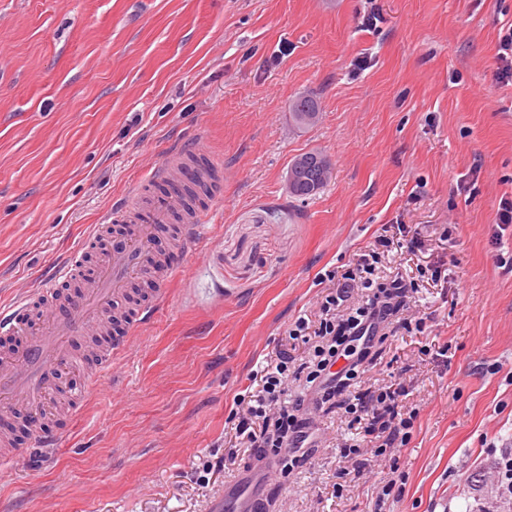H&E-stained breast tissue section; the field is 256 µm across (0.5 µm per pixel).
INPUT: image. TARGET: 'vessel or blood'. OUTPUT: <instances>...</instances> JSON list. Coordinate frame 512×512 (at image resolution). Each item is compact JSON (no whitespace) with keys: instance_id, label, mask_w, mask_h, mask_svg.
<instances>
[{"instance_id":"vessel-or-blood-1","label":"vessel or blood","mask_w":512,"mask_h":512,"mask_svg":"<svg viewBox=\"0 0 512 512\" xmlns=\"http://www.w3.org/2000/svg\"><path fill=\"white\" fill-rule=\"evenodd\" d=\"M187 158V153L171 152L153 172V179L169 184L168 194L150 199L144 187H137L132 201L113 211L107 223L91 226L84 247L96 245L109 229L120 232L119 241L106 251L91 279L80 278L83 253L77 250L53 267L40 288L19 294L12 305L0 309V332L15 343L14 351L0 356L1 408L34 416L47 412L51 389L69 365L96 381L111 376L128 338L108 337V323L137 326L149 314L145 307H123L132 281L143 273L151 275L152 302L170 294L174 257L150 251V235L175 214L184 219L176 237L181 247L199 242L206 234L202 215L178 176ZM74 281L80 284L79 292L64 295V286Z\"/></svg>"}]
</instances>
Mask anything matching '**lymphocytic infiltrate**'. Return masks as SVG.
Returning <instances> with one entry per match:
<instances>
[{"label": "lymphocytic infiltrate", "instance_id": "1", "mask_svg": "<svg viewBox=\"0 0 512 512\" xmlns=\"http://www.w3.org/2000/svg\"><path fill=\"white\" fill-rule=\"evenodd\" d=\"M390 243V238L381 237L360 254L356 268L326 272L330 288L321 302V311L327 314L357 297L361 304L354 315L338 324L325 317L316 325L300 317L288 331L292 339L306 342L314 336L330 337V344L318 351L316 370L308 374L309 379L317 381L322 396H333L346 381L360 376L356 362L341 363L340 346L358 341L363 348H370L381 327L401 306L407 291L402 279L379 283L373 280L379 250ZM290 361L287 353H280L275 367L264 369L259 375L260 390L255 403L247 407L235 427L236 435L248 448H300L316 433L311 418L302 411V403L290 408L284 402ZM404 393L400 386L378 392L365 389L351 400L354 423L377 436L381 447H394L407 438L410 422L403 417L400 407Z\"/></svg>", "mask_w": 512, "mask_h": 512}]
</instances>
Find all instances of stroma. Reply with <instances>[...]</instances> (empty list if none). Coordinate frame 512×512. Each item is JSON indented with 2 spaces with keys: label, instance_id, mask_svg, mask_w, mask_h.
<instances>
[{
  "label": "stroma",
  "instance_id": "obj_1",
  "mask_svg": "<svg viewBox=\"0 0 512 512\" xmlns=\"http://www.w3.org/2000/svg\"><path fill=\"white\" fill-rule=\"evenodd\" d=\"M507 22L512 0H0V307L135 186L159 195L149 176L173 150L223 162L208 234L115 380L70 373L50 444L10 419L0 512H207L254 461L235 439L254 375L284 349L316 365L289 327L318 317L326 271L395 224L422 246L380 269L418 291L354 387L402 384L409 438L359 468L348 445H371L338 392L325 440L289 453L267 510L512 512L495 473L512 442V226L496 224L512 199V83L495 77ZM303 94L320 106L307 130L289 114ZM312 150L333 177L297 200L288 165Z\"/></svg>",
  "mask_w": 512,
  "mask_h": 512
}]
</instances>
